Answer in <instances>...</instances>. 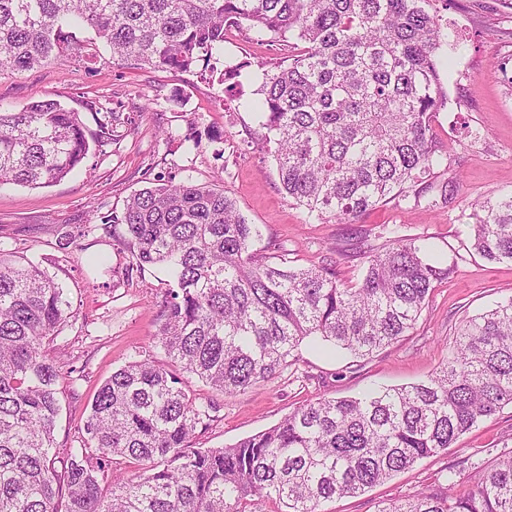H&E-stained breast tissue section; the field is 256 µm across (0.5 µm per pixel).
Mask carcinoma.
Here are the masks:
<instances>
[{
	"instance_id": "carcinoma-1",
	"label": "carcinoma",
	"mask_w": 512,
	"mask_h": 512,
	"mask_svg": "<svg viewBox=\"0 0 512 512\" xmlns=\"http://www.w3.org/2000/svg\"><path fill=\"white\" fill-rule=\"evenodd\" d=\"M427 0H0V76L74 51L69 28L92 29L126 68L192 73L243 97L237 69L217 67L226 32L246 28L276 50L261 61L258 125L274 144L280 190L307 218L355 224L391 201L448 202V167L431 120L448 103L437 59L448 33ZM97 130L54 99L0 109V185L44 187L68 176L90 144L112 140L116 113L86 104ZM472 249L512 261V194L479 204ZM136 271L167 268L174 286L157 343L173 368L129 362L98 389L84 447L60 448L61 370L46 343L67 317L64 288L31 260L0 252V512H322L454 444L512 404V298L466 318L446 363L427 380L357 397L323 398L223 448H195L212 409L192 380L227 396L292 364L313 337L368 356L407 335L433 283L448 274L415 238L390 230L363 251L359 279L331 267L271 263L267 245L224 188L158 174L127 200ZM96 450L88 454L86 447ZM146 470L104 490L124 462ZM462 471L446 484L376 512H512V451L470 490Z\"/></svg>"
}]
</instances>
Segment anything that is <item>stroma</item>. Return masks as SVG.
Returning <instances> with one entry per match:
<instances>
[{"label":"stroma","mask_w":512,"mask_h":512,"mask_svg":"<svg viewBox=\"0 0 512 512\" xmlns=\"http://www.w3.org/2000/svg\"><path fill=\"white\" fill-rule=\"evenodd\" d=\"M428 11L448 30L453 78L448 103L434 119L437 144L448 154L439 181L455 180L448 203L434 208L387 203L355 224L305 222L301 209L279 191L273 156L263 147L253 112L225 100L219 85L192 73L131 69L110 55L90 64L80 58L51 62L0 78V108L18 112L35 101L55 99L79 110L88 130L96 124L85 104L110 102L123 124L112 142L91 147L71 174L46 187L0 186V249L39 263L62 282L69 314L49 353L62 365L58 387L64 404L56 441L83 445L82 428L100 385L125 363L151 356L161 303L171 279L161 269L128 275L133 257L124 225L112 222L126 199L163 172L176 181L216 184L233 197L263 242L276 246L273 261L300 267L330 266L343 281L363 266L361 240L384 245V228L425 240L435 258L453 270L438 280L413 330L366 357L330 347L301 345L297 359L272 379L237 396H224L201 382L193 388L214 402L208 429L196 432L199 448H221L280 422L295 408L320 398L354 396L379 385L427 379L448 356L462 321L512 297V262L492 263L468 247V226L479 202L512 191V90L501 79L512 64V8L503 0H429ZM273 50L249 31L233 30L224 61L242 68L244 92L261 81L256 63ZM481 134L471 142L468 133ZM198 139V149L179 140ZM512 447V405L463 434L440 454L362 495L323 503L324 512H376L379 502L404 498L443 483L461 467L478 476L504 446Z\"/></svg>","instance_id":"obj_1"}]
</instances>
